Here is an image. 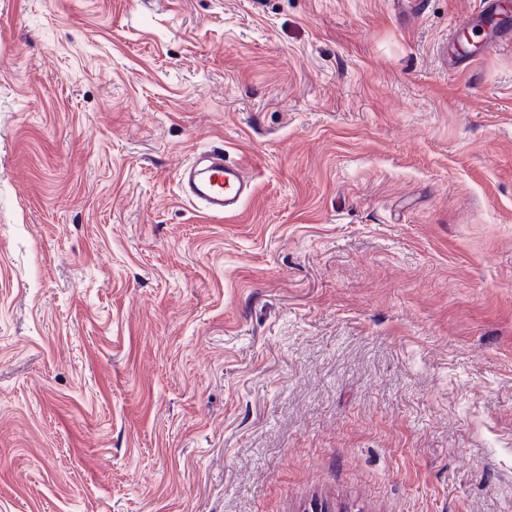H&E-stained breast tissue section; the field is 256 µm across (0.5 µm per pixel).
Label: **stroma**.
<instances>
[{
    "label": "stroma",
    "instance_id": "35a3bbf8",
    "mask_svg": "<svg viewBox=\"0 0 512 512\" xmlns=\"http://www.w3.org/2000/svg\"><path fill=\"white\" fill-rule=\"evenodd\" d=\"M427 2L0 0V512H512V44ZM181 197L214 218L241 211L251 195L243 165L234 163L223 149L200 152L178 171Z\"/></svg>",
    "mask_w": 512,
    "mask_h": 512
}]
</instances>
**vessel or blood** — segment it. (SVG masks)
Listing matches in <instances>:
<instances>
[{
    "label": "vessel or blood",
    "mask_w": 512,
    "mask_h": 512,
    "mask_svg": "<svg viewBox=\"0 0 512 512\" xmlns=\"http://www.w3.org/2000/svg\"><path fill=\"white\" fill-rule=\"evenodd\" d=\"M470 22L483 29L484 40L477 51L449 55L450 70L463 71L477 56L512 41V16L499 0H480V9ZM178 182L182 198L214 218L237 214L251 195L242 164L230 161L220 149L200 152L191 164L182 166Z\"/></svg>",
    "instance_id": "vessel-or-blood-1"
}]
</instances>
